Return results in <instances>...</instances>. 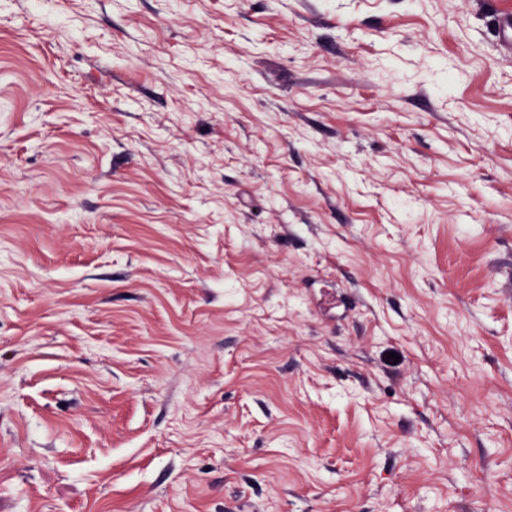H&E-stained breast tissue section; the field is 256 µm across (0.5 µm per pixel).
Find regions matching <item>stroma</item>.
I'll return each instance as SVG.
<instances>
[{
	"instance_id": "1",
	"label": "stroma",
	"mask_w": 512,
	"mask_h": 512,
	"mask_svg": "<svg viewBox=\"0 0 512 512\" xmlns=\"http://www.w3.org/2000/svg\"><path fill=\"white\" fill-rule=\"evenodd\" d=\"M512 0H0V512H512Z\"/></svg>"
}]
</instances>
